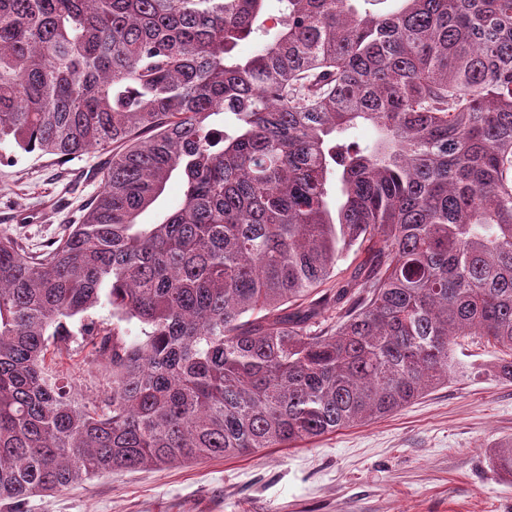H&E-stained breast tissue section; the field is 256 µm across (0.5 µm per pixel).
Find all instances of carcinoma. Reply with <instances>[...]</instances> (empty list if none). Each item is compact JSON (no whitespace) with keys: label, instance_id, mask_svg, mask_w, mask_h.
I'll use <instances>...</instances> for the list:
<instances>
[{"label":"carcinoma","instance_id":"1","mask_svg":"<svg viewBox=\"0 0 512 512\" xmlns=\"http://www.w3.org/2000/svg\"><path fill=\"white\" fill-rule=\"evenodd\" d=\"M0 144L109 155L58 238L0 231L6 512L390 415L460 370V336L512 381V0H0ZM75 317L112 373L91 403L46 363ZM489 463L512 477V439ZM182 195L183 185L177 180L169 182L157 202V207L142 214L140 217L141 221L143 223L155 222L161 213L176 207L180 203ZM365 257L366 254L364 252L355 254L354 250H352L347 253L344 258L337 263L335 275L327 281L320 290H322V292H326L329 296L335 294L336 298V294L341 290V288H346L355 268L360 263L365 262Z\"/></svg>","mask_w":512,"mask_h":512}]
</instances>
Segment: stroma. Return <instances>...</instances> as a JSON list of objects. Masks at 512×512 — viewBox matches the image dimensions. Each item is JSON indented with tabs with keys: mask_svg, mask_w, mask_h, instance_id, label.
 Segmentation results:
<instances>
[{
	"mask_svg": "<svg viewBox=\"0 0 512 512\" xmlns=\"http://www.w3.org/2000/svg\"><path fill=\"white\" fill-rule=\"evenodd\" d=\"M106 154L71 160L0 145V229L37 248L98 191ZM73 336L56 368L84 398L110 376ZM487 342L455 350L460 374L395 414L287 448L103 473L31 499L28 512H512V479L488 464L512 438V382Z\"/></svg>",
	"mask_w": 512,
	"mask_h": 512,
	"instance_id": "stroma-1",
	"label": "stroma"
}]
</instances>
